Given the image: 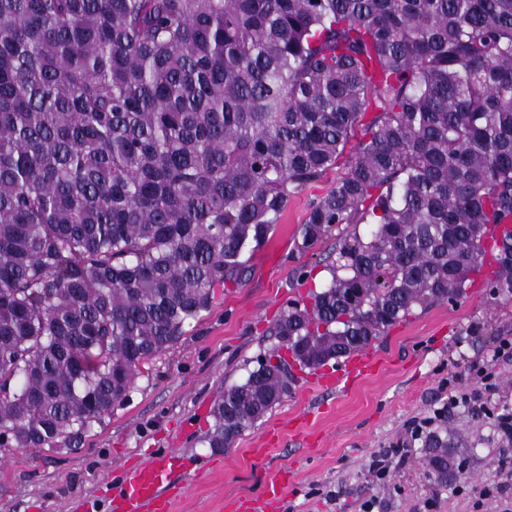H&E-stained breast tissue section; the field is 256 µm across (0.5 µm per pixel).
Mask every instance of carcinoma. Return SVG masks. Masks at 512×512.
<instances>
[{"label": "carcinoma", "instance_id": "cac0c4a2", "mask_svg": "<svg viewBox=\"0 0 512 512\" xmlns=\"http://www.w3.org/2000/svg\"><path fill=\"white\" fill-rule=\"evenodd\" d=\"M334 169L296 247L371 230L213 450L290 393L281 349L314 370L478 281L512 297V0H0V449L78 446Z\"/></svg>", "mask_w": 512, "mask_h": 512}]
</instances>
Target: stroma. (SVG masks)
<instances>
[{
  "label": "stroma",
  "mask_w": 512,
  "mask_h": 512,
  "mask_svg": "<svg viewBox=\"0 0 512 512\" xmlns=\"http://www.w3.org/2000/svg\"><path fill=\"white\" fill-rule=\"evenodd\" d=\"M326 187L322 181L290 199L242 283L216 289L211 307L142 368L128 400L94 423L78 447L16 449L1 458L0 512H64L75 499L109 512L125 471L169 450L193 466L174 512H247L276 474L288 487L271 512H358L370 498L375 512H512V442L502 439L495 416L478 410L458 408L433 428L465 461L446 483L427 471L419 440L387 484L367 474L372 454L405 437L409 420L431 415L448 377L469 392L481 387L476 370L484 368L491 400L512 407V358L493 356L512 339V298L479 287L462 300L415 309L373 341L382 367L366 380L293 389L231 448L216 452L205 443L225 387L245 380L274 344L268 331L275 320L327 277L320 261L344 229L305 252L295 245ZM487 487L493 496L480 499Z\"/></svg>",
  "instance_id": "1"
}]
</instances>
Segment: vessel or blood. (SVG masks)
I'll return each instance as SVG.
<instances>
[{"label": "vessel or blood", "instance_id": "b4317fda", "mask_svg": "<svg viewBox=\"0 0 512 512\" xmlns=\"http://www.w3.org/2000/svg\"><path fill=\"white\" fill-rule=\"evenodd\" d=\"M379 367L372 353L364 351L349 357L336 371L317 377L321 387L352 386L364 380ZM190 467L181 455L171 452L143 463L125 473L121 485L112 499V512H171L180 493L174 479ZM285 493L282 483L265 485L258 499L253 500L251 512H267L271 503Z\"/></svg>", "mask_w": 512, "mask_h": 512}]
</instances>
